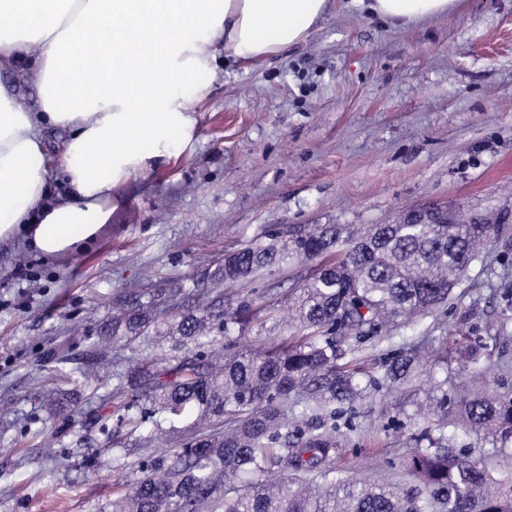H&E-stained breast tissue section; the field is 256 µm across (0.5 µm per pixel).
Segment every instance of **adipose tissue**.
Listing matches in <instances>:
<instances>
[{
    "mask_svg": "<svg viewBox=\"0 0 512 512\" xmlns=\"http://www.w3.org/2000/svg\"><path fill=\"white\" fill-rule=\"evenodd\" d=\"M391 24L448 13L458 0H360ZM336 0H0V70L37 85L36 111L0 91V242L57 257L88 249L119 191L190 150L217 55L260 61L305 41ZM68 134L64 193L49 198V131Z\"/></svg>",
    "mask_w": 512,
    "mask_h": 512,
    "instance_id": "obj_1",
    "label": "adipose tissue"
}]
</instances>
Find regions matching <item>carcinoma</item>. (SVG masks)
<instances>
[{
  "instance_id": "obj_1",
  "label": "carcinoma",
  "mask_w": 512,
  "mask_h": 512,
  "mask_svg": "<svg viewBox=\"0 0 512 512\" xmlns=\"http://www.w3.org/2000/svg\"><path fill=\"white\" fill-rule=\"evenodd\" d=\"M501 214H460L458 224L287 225L270 243L250 242L224 254L213 272L209 301L183 307L194 295L176 282L160 303L112 317L96 341L97 357L116 366L115 384L93 391L110 415L96 414L102 433H122L148 445L171 443L146 456L136 477L118 488L112 512H512V473L499 475L487 454L458 447L448 428L512 441V384L501 379L450 403L414 434L401 461L405 482L350 481L336 463V437L320 413L351 405L378 385L343 360L342 340L387 337L402 323L452 304L454 289L484 247L512 246V225ZM318 269L292 305L293 335L260 352L243 349L261 309L245 294L224 306L221 284L248 281L295 262ZM171 344L139 357L124 342L150 335ZM489 346L458 328L435 339L436 356L423 366L418 352L385 361L395 387L434 378L464 365L465 377H486ZM52 414L75 405L67 393L43 395ZM187 409L210 430L178 427Z\"/></svg>"
}]
</instances>
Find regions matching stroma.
<instances>
[{
    "mask_svg": "<svg viewBox=\"0 0 512 512\" xmlns=\"http://www.w3.org/2000/svg\"><path fill=\"white\" fill-rule=\"evenodd\" d=\"M192 151L133 177L89 249L45 258L19 240L0 243V512H112L117 483L144 454L88 424L70 430L88 448L38 445L59 419L40 396H89L112 367L91 346L113 313L162 299L172 282L207 288L227 250L287 225L385 224L427 203L471 214L512 213V0H460L448 14L405 27L371 19L357 0L336 8L305 41L257 64L201 74ZM316 263L228 284L259 297L243 339L262 348ZM512 288V253L494 247L469 269L454 307L398 327L390 340L345 343L379 374L395 351L430 349L467 320L478 335L506 324L499 294ZM70 360L44 359L49 341ZM426 391L379 387L340 405L324 427L350 477L394 481L407 438L424 423Z\"/></svg>",
    "mask_w": 512,
    "mask_h": 512,
    "instance_id": "obj_1",
    "label": "stroma"
}]
</instances>
